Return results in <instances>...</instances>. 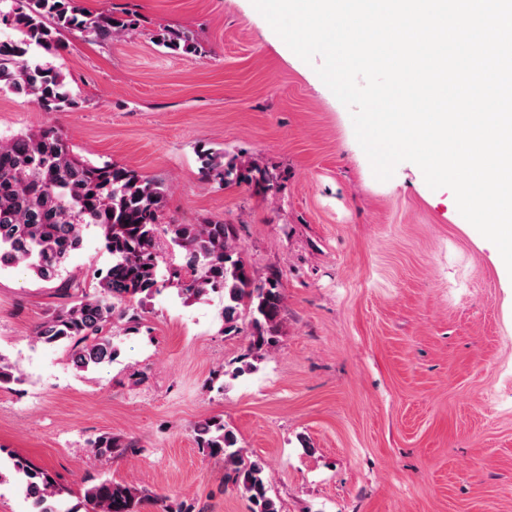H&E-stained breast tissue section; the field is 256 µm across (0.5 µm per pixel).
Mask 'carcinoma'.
<instances>
[{
  "label": "carcinoma",
  "instance_id": "obj_1",
  "mask_svg": "<svg viewBox=\"0 0 512 512\" xmlns=\"http://www.w3.org/2000/svg\"><path fill=\"white\" fill-rule=\"evenodd\" d=\"M134 26L128 13L87 14L80 0H0V29L19 33L15 39H0V91L31 96L47 111L71 110L77 102L65 89L64 74L49 63H29L32 48L55 55L67 33L112 41ZM157 42L173 52H201L196 34L187 28H164ZM199 159L202 179L220 188L250 183L266 195L278 191L276 179L250 158L226 161L224 152L206 149ZM166 209L162 184L133 168L78 156L54 127L0 136V270L22 265L36 279L58 283L62 299L36 326V342L64 346L79 372L110 364L117 355L115 320L125 318L136 327L137 306L169 288L194 300L224 293V334L240 331L242 318L251 328L244 357L257 356L275 342L282 310L278 279L254 281L232 246L233 225L214 220L175 224L165 221ZM90 225L97 228L112 266L87 292L63 273ZM163 241L183 251L182 264L165 273ZM19 382L0 354V388ZM193 432L204 455L224 460L226 481L248 496L252 512H280L264 462L244 459L238 437L224 419H205ZM91 447L103 456L123 444L100 436ZM14 469L25 478L33 512H61L53 504L47 473L20 459ZM142 498L143 492L132 485L100 479L85 490L83 506L85 512H138Z\"/></svg>",
  "mask_w": 512,
  "mask_h": 512
}]
</instances>
